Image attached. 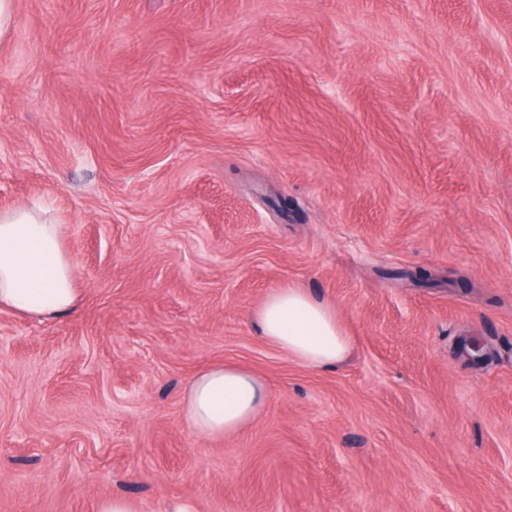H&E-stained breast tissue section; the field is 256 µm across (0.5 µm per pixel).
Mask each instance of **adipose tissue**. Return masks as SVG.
Masks as SVG:
<instances>
[{
  "instance_id": "1",
  "label": "adipose tissue",
  "mask_w": 512,
  "mask_h": 512,
  "mask_svg": "<svg viewBox=\"0 0 512 512\" xmlns=\"http://www.w3.org/2000/svg\"><path fill=\"white\" fill-rule=\"evenodd\" d=\"M78 301L60 225L24 206L0 211V308L47 320L72 313ZM253 316L263 339L300 364L333 366L350 350L335 307L306 289L285 285L272 290ZM267 394L263 379L250 370L214 365L186 387L184 417L200 438L229 437L258 420Z\"/></svg>"
}]
</instances>
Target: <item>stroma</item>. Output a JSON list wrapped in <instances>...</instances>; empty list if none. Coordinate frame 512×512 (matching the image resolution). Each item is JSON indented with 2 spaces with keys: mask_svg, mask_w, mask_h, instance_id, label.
<instances>
[{
  "mask_svg": "<svg viewBox=\"0 0 512 512\" xmlns=\"http://www.w3.org/2000/svg\"><path fill=\"white\" fill-rule=\"evenodd\" d=\"M34 203L80 305L0 310V512H512V0H15L0 210ZM285 285L343 363L259 336ZM220 362L268 401L204 440ZM253 316L263 339L300 364L334 366L350 350V337L335 307L304 288L285 285L272 290ZM268 390L255 373L234 364H218L198 373L183 396L184 417L202 439L238 434L254 424Z\"/></svg>",
  "mask_w": 512,
  "mask_h": 512,
  "instance_id": "obj_1",
  "label": "stroma"
}]
</instances>
